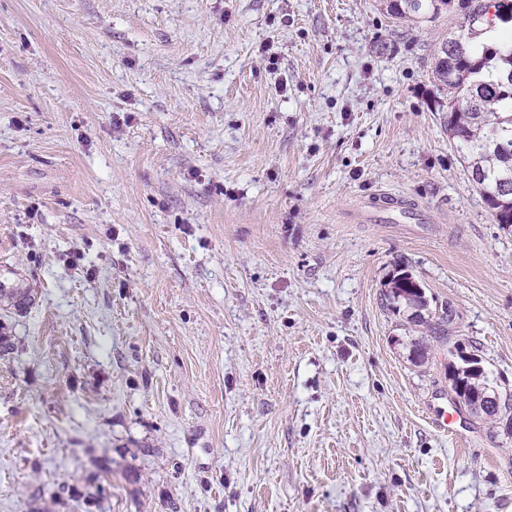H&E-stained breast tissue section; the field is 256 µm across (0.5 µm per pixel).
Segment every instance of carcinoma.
I'll list each match as a JSON object with an SVG mask.
<instances>
[{"mask_svg": "<svg viewBox=\"0 0 512 512\" xmlns=\"http://www.w3.org/2000/svg\"><path fill=\"white\" fill-rule=\"evenodd\" d=\"M394 19L420 26L448 11L453 0H382ZM463 21L453 37L434 54L432 83L442 98L448 137L470 161L471 177L499 224H512V0H461ZM498 22L501 39L494 46L473 42L483 26ZM386 300L392 309L410 311L408 320L430 323V303L424 287L408 273L394 276ZM477 370L459 388L456 372L449 373L458 403L488 376L478 355Z\"/></svg>", "mask_w": 512, "mask_h": 512, "instance_id": "cac0c4a2", "label": "carcinoma"}]
</instances>
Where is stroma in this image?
<instances>
[{"instance_id": "obj_1", "label": "stroma", "mask_w": 512, "mask_h": 512, "mask_svg": "<svg viewBox=\"0 0 512 512\" xmlns=\"http://www.w3.org/2000/svg\"><path fill=\"white\" fill-rule=\"evenodd\" d=\"M459 23L0 0V512H512V427L436 430L448 348L384 300L412 274L512 394V225L430 79ZM377 201H367L366 207L367 213H377L382 214L385 212H399L405 218L416 220L423 222L424 218L417 208L411 206L404 201L400 200L399 197L390 194V193H381L376 197H373L372 200Z\"/></svg>"}]
</instances>
